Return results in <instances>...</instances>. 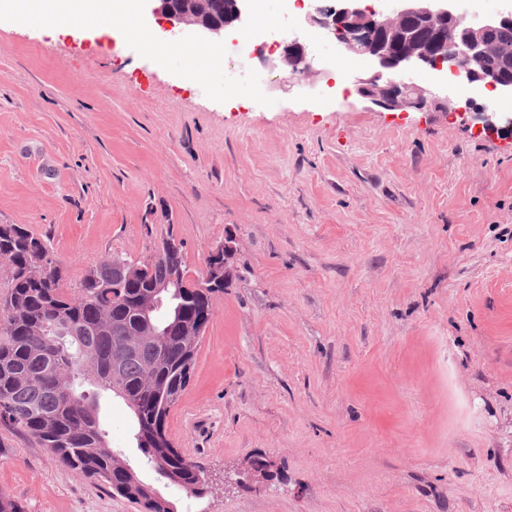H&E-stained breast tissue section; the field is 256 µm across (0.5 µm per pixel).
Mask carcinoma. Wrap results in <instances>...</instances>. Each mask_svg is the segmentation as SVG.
Returning a JSON list of instances; mask_svg holds the SVG:
<instances>
[{
	"mask_svg": "<svg viewBox=\"0 0 512 512\" xmlns=\"http://www.w3.org/2000/svg\"><path fill=\"white\" fill-rule=\"evenodd\" d=\"M454 25L416 30L417 42L448 48ZM484 67L512 78V29L484 36ZM11 275L0 292V424L36 437L72 471L93 479L140 512H175L174 505L143 481L121 452L110 447L99 420L98 392L122 398L135 419L134 437L146 464L166 484L203 496L204 469L164 434L170 409L188 387L200 337L182 329L203 325L217 288H170L157 311L160 336L144 335L142 316L155 282L187 275L182 248L154 274L126 288L112 287L108 258L79 286H62L63 272L46 241L23 224H0V255ZM41 273H34L40 260ZM68 323L77 342L57 334Z\"/></svg>",
	"mask_w": 512,
	"mask_h": 512,
	"instance_id": "cac0c4a2",
	"label": "carcinoma"
}]
</instances>
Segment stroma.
<instances>
[{
  "mask_svg": "<svg viewBox=\"0 0 512 512\" xmlns=\"http://www.w3.org/2000/svg\"><path fill=\"white\" fill-rule=\"evenodd\" d=\"M313 68L247 46L185 77L129 37L0 16V224L42 236L65 288L172 237L189 278L233 234L174 445L207 473L274 461L269 484L177 512H512V129L429 100L369 104L313 0H259ZM113 447L142 454L112 393ZM0 487L25 512H138L0 425ZM282 63L294 74H305L311 68V60L302 31L293 32L283 39Z\"/></svg>",
  "mask_w": 512,
  "mask_h": 512,
  "instance_id": "obj_1",
  "label": "stroma"
}]
</instances>
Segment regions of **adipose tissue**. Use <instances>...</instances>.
<instances>
[{
	"label": "adipose tissue",
	"instance_id": "1",
	"mask_svg": "<svg viewBox=\"0 0 512 512\" xmlns=\"http://www.w3.org/2000/svg\"><path fill=\"white\" fill-rule=\"evenodd\" d=\"M140 12V0H0V15H10L21 25L108 34L121 27L147 50L161 56L173 51V40L142 25Z\"/></svg>",
	"mask_w": 512,
	"mask_h": 512
}]
</instances>
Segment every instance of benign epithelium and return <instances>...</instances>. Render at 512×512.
<instances>
[{
    "label": "benign epithelium",
    "instance_id": "benign-epithelium-1",
    "mask_svg": "<svg viewBox=\"0 0 512 512\" xmlns=\"http://www.w3.org/2000/svg\"><path fill=\"white\" fill-rule=\"evenodd\" d=\"M153 16H161L171 28L187 32L202 41L224 43V32L232 26L256 22L254 0H230L229 16L222 21L211 17L209 0H146ZM462 0H392L386 9L360 6V0H335L333 5H317L305 16V23L333 34L339 46L349 54L368 57L374 72L359 83L358 92L371 105L388 111L421 109L427 104V90L403 76L411 72H444L449 80L483 86L502 98H512V79L481 72L486 42L481 33L512 26V9L476 23L461 9ZM418 20L431 29H441L448 21L466 25L467 33L445 51L412 47L403 53L388 50L378 39L380 31H398ZM282 63L294 74H305L311 60L302 32L283 39ZM235 238L227 235L208 255L203 281L207 287L225 286L236 262ZM273 464L267 459L236 472V478L224 476V484L240 487L247 482L273 479Z\"/></svg>",
    "mask_w": 512,
    "mask_h": 512
}]
</instances>
